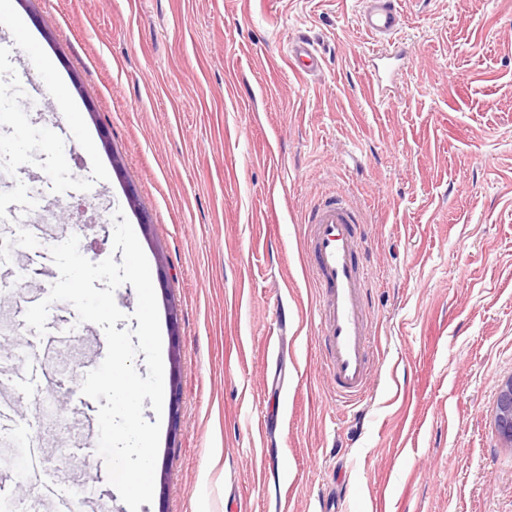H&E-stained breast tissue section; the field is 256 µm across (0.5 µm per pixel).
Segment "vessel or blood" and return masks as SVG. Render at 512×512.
<instances>
[{"label": "vessel or blood", "instance_id": "obj_1", "mask_svg": "<svg viewBox=\"0 0 512 512\" xmlns=\"http://www.w3.org/2000/svg\"><path fill=\"white\" fill-rule=\"evenodd\" d=\"M358 22L382 46H390L400 26L396 0H362ZM288 56L299 74L317 72L321 65L318 50L304 37L289 45ZM310 224L311 271L321 297L317 320L325 341L326 364L337 396L353 404L366 394L371 372L368 272L359 260L361 218L349 201L331 195L311 213ZM41 498L51 504L53 512H80L82 508L64 490L44 491Z\"/></svg>", "mask_w": 512, "mask_h": 512}]
</instances>
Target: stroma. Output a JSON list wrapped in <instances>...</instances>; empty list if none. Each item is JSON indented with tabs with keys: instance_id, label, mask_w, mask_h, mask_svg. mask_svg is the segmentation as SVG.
<instances>
[{
	"instance_id": "stroma-1",
	"label": "stroma",
	"mask_w": 512,
	"mask_h": 512,
	"mask_svg": "<svg viewBox=\"0 0 512 512\" xmlns=\"http://www.w3.org/2000/svg\"><path fill=\"white\" fill-rule=\"evenodd\" d=\"M404 54L384 100L368 81L380 47L359 0H13L53 68L29 132L0 129V199L70 205L67 223L17 213L0 237L40 228L28 287L0 266V402L35 420L41 448L0 429L10 464L40 456L30 488L87 482L96 512H126L89 460L99 404L82 395L106 355L103 329L66 337L77 314L51 305L45 334L24 321L59 273L55 238L98 263L114 213L133 229L156 287L175 305L180 427L160 430L139 512H512V447L494 430L512 378V0H398ZM324 62L303 78L288 41ZM81 121L51 141L35 130ZM137 207H130L128 190ZM345 191L364 217L362 261L375 331L366 396L339 401L325 364L308 270L309 217ZM66 449L81 471L65 474Z\"/></svg>"
}]
</instances>
